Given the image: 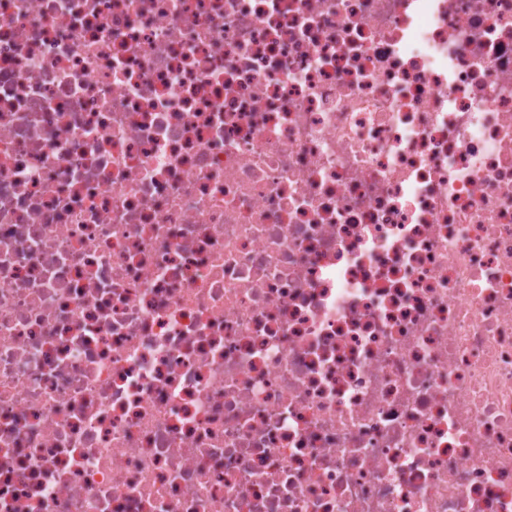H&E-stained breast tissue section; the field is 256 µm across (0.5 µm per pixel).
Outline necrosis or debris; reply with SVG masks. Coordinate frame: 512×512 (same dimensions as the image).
<instances>
[{
    "mask_svg": "<svg viewBox=\"0 0 512 512\" xmlns=\"http://www.w3.org/2000/svg\"><path fill=\"white\" fill-rule=\"evenodd\" d=\"M0 512H512V0H0Z\"/></svg>",
    "mask_w": 512,
    "mask_h": 512,
    "instance_id": "necrosis-or-debris-1",
    "label": "necrosis or debris"
}]
</instances>
